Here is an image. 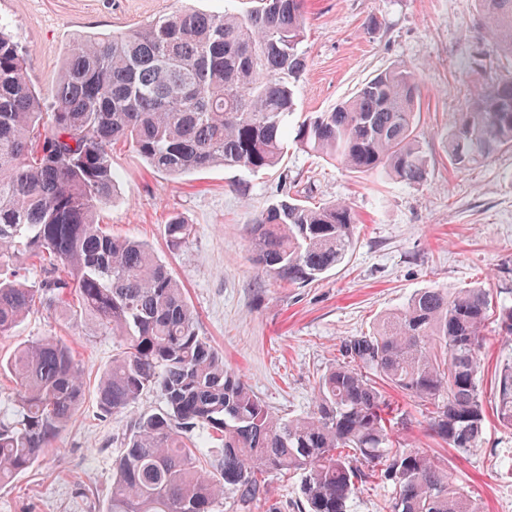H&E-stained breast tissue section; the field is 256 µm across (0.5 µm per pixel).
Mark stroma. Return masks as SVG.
<instances>
[{
    "label": "stroma",
    "mask_w": 512,
    "mask_h": 512,
    "mask_svg": "<svg viewBox=\"0 0 512 512\" xmlns=\"http://www.w3.org/2000/svg\"><path fill=\"white\" fill-rule=\"evenodd\" d=\"M246 7V0H0V19L31 49L30 78L45 94L77 36L120 31L179 9L219 15ZM306 11L300 49L307 67L293 122L331 111L382 70L408 67L421 88L416 135L429 163L425 181L358 177L294 146L263 173L216 166L170 178L120 146L112 160L119 190L98 209L107 230L146 243L168 266L201 334L285 416L312 410L316 382L335 364L345 338L369 331L414 292L478 284L512 299V148L463 169L449 164L443 148V132L470 95L512 71V58L493 53L476 0H306ZM284 190L315 206L346 202L359 218L345 261L305 286L283 284L251 261L249 224ZM173 215L194 228L178 251L166 238ZM48 336L72 347L84 397L48 454L0 486V512H104L124 432L165 401L153 390L128 411L101 416L96 386L117 341L92 321L67 319L52 307L0 338V354ZM507 362L512 335L489 332L484 392L492 391L496 370ZM508 457L512 429L492 418L482 451L452 461L454 478L479 512H512Z\"/></svg>",
    "instance_id": "stroma-1"
}]
</instances>
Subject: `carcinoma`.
Masks as SVG:
<instances>
[{
	"label": "carcinoma",
	"mask_w": 512,
	"mask_h": 512,
	"mask_svg": "<svg viewBox=\"0 0 512 512\" xmlns=\"http://www.w3.org/2000/svg\"><path fill=\"white\" fill-rule=\"evenodd\" d=\"M495 51L512 55V0H477ZM305 0H252L240 14L173 12L67 48L42 96L31 52L0 22V337L57 303L120 339L97 386L98 408L124 412L158 390L165 407L121 441L106 512H256L264 477H301L304 512H351L358 491L393 489L390 512H478L448 461L399 441L414 402L454 456L482 450L481 355L488 325L512 334V302L480 287L424 288L370 332L344 339L318 379L311 412L274 413L202 336L180 283L151 249L108 232L99 205L116 192L112 152L132 148L157 172L214 166L259 173L288 154V117L306 67ZM420 86L402 67L298 125L296 142L351 172L426 179L415 134ZM462 168L512 147V73L475 94L444 136ZM358 218L346 202L310 206L285 193L251 222L252 261L292 286L344 262ZM177 251L193 225L166 224ZM38 261L42 277L27 272ZM15 398L0 408V483L32 467L73 420L79 364L57 337L0 358ZM493 414L512 429V364L495 374Z\"/></svg>",
	"instance_id": "obj_1"
}]
</instances>
